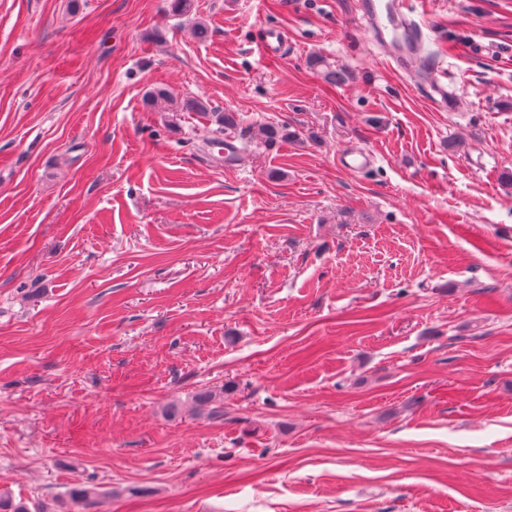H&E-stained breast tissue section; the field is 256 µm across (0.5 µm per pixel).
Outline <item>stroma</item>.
<instances>
[{
  "instance_id": "obj_1",
  "label": "stroma",
  "mask_w": 512,
  "mask_h": 512,
  "mask_svg": "<svg viewBox=\"0 0 512 512\" xmlns=\"http://www.w3.org/2000/svg\"><path fill=\"white\" fill-rule=\"evenodd\" d=\"M359 2L0 0V492L512 512V0H407L424 75ZM376 160V155L365 147L343 151L337 157V162L347 169L363 172Z\"/></svg>"
}]
</instances>
